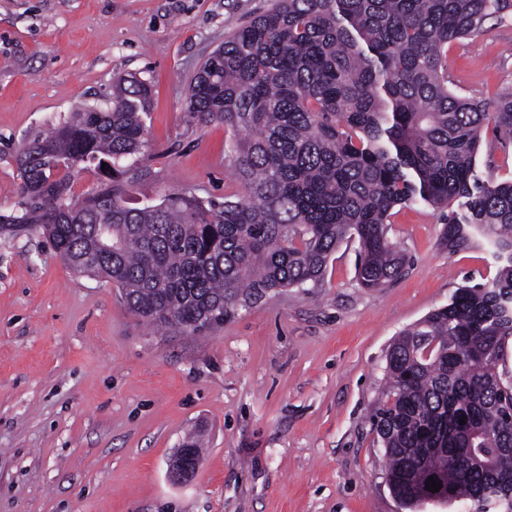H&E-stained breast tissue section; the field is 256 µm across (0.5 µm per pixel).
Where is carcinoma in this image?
<instances>
[{"mask_svg": "<svg viewBox=\"0 0 512 512\" xmlns=\"http://www.w3.org/2000/svg\"><path fill=\"white\" fill-rule=\"evenodd\" d=\"M511 14L512 0H274L210 54L187 96L197 122H224L241 191L138 206L106 184L74 201L72 171L122 174L148 144V85L121 79L99 111L82 104L22 147L13 222L114 283L147 323L194 333L273 291L317 287L345 241L359 244L360 284L383 288L406 262L391 211L448 209L441 246L483 244L497 274L395 339L369 422L406 512L430 476L450 504L481 495L512 512V178L476 164L488 129L512 140V95L448 88V43Z\"/></svg>", "mask_w": 512, "mask_h": 512, "instance_id": "obj_1", "label": "carcinoma"}]
</instances>
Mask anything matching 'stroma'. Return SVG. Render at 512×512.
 Segmentation results:
<instances>
[{
    "label": "stroma",
    "instance_id": "35a3bbf8",
    "mask_svg": "<svg viewBox=\"0 0 512 512\" xmlns=\"http://www.w3.org/2000/svg\"><path fill=\"white\" fill-rule=\"evenodd\" d=\"M270 0H0V512H402L369 414L395 337L497 273L487 247L439 246L445 210L398 207L409 257L361 286L356 242L321 286L269 294L200 334L146 325L115 284L71 270L22 212L16 156L102 104L123 77L152 107L138 201L238 190L222 122L200 124L188 89L207 57ZM458 94L512 93V17L448 46ZM200 444L199 471L168 473Z\"/></svg>",
    "mask_w": 512,
    "mask_h": 512
}]
</instances>
